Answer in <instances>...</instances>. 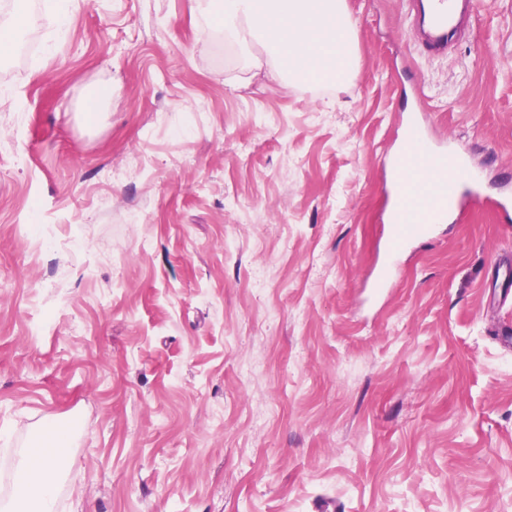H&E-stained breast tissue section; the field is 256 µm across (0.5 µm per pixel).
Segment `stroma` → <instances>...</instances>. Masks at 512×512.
<instances>
[{"label": "stroma", "mask_w": 512, "mask_h": 512, "mask_svg": "<svg viewBox=\"0 0 512 512\" xmlns=\"http://www.w3.org/2000/svg\"><path fill=\"white\" fill-rule=\"evenodd\" d=\"M199 2L71 0L0 60V497L78 409L57 512H512V0L443 56L405 0H345L325 95L199 36ZM414 105L486 194L374 296Z\"/></svg>", "instance_id": "stroma-1"}]
</instances>
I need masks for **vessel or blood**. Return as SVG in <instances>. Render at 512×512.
<instances>
[{"instance_id":"obj_1","label":"vessel or blood","mask_w":512,"mask_h":512,"mask_svg":"<svg viewBox=\"0 0 512 512\" xmlns=\"http://www.w3.org/2000/svg\"><path fill=\"white\" fill-rule=\"evenodd\" d=\"M412 29L423 51L447 53L463 21L478 12L477 0H408ZM390 200L385 221L388 258L400 255L412 238L447 223L463 197H479L482 180L474 167L450 147L433 140L415 114H408L402 141L388 161Z\"/></svg>"}]
</instances>
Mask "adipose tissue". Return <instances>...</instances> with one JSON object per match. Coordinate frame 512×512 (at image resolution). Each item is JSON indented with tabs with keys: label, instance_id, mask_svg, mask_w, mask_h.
<instances>
[{
	"label": "adipose tissue",
	"instance_id": "obj_1",
	"mask_svg": "<svg viewBox=\"0 0 512 512\" xmlns=\"http://www.w3.org/2000/svg\"><path fill=\"white\" fill-rule=\"evenodd\" d=\"M344 0H221L227 33L246 50L263 46L279 71L340 84L357 68L352 26ZM52 452H35L21 461L13 476L9 501L0 512H19L33 504L35 512H54L58 486L70 460L63 447L66 427L50 424Z\"/></svg>",
	"mask_w": 512,
	"mask_h": 512
}]
</instances>
